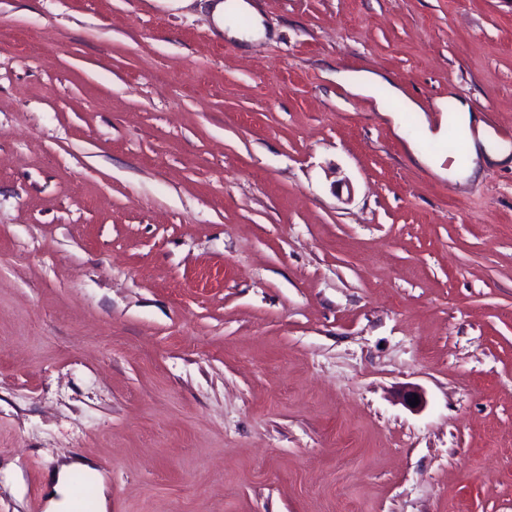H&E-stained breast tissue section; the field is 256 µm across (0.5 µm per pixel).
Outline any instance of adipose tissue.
<instances>
[{
    "label": "adipose tissue",
    "instance_id": "ef3b65f1",
    "mask_svg": "<svg viewBox=\"0 0 512 512\" xmlns=\"http://www.w3.org/2000/svg\"><path fill=\"white\" fill-rule=\"evenodd\" d=\"M456 121L464 133H467V157L463 164L442 170L439 159L425 153H418V160L434 173H446L451 180L470 179L482 167L491 164L512 165V145L500 140L487 123L473 112L469 103L458 100L456 103Z\"/></svg>",
    "mask_w": 512,
    "mask_h": 512
}]
</instances>
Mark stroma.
Wrapping results in <instances>:
<instances>
[{"instance_id": "obj_1", "label": "stroma", "mask_w": 512, "mask_h": 512, "mask_svg": "<svg viewBox=\"0 0 512 512\" xmlns=\"http://www.w3.org/2000/svg\"><path fill=\"white\" fill-rule=\"evenodd\" d=\"M0 0V512H512V0ZM418 389L423 403L404 404ZM232 1L234 3H226L223 0H214L212 4V19L216 26V28L219 31H223V33L227 34L229 37H235L239 40H247L249 38V34H244L240 32L238 29H236L231 24H228L226 22V16L229 12L231 14L239 16L241 13H249L253 16V31L252 35H258L260 34L261 30V19L256 16V13L254 9L252 8V5L249 2H246L248 0H227ZM340 76L342 82L352 94L372 97L375 103L378 102L375 97V89L378 85L385 86L389 94L393 98L400 100L407 110L418 114L420 122L428 129L430 134H440L441 128L443 127L442 123L439 124L437 129H433V131H431L429 129L428 117L424 114L425 111L422 110L414 101L407 98L397 85L392 83L390 80L383 78L378 73L357 71L342 73ZM456 121L467 135V157L463 164L447 172L441 168L442 161L429 156L413 144L409 145L413 155L432 172L442 176L447 175L451 180L465 181L470 179L482 167L491 164H511L512 147L500 140L487 123L473 112L469 103L464 99H456ZM476 131V137L472 131ZM92 464L80 458H73L60 465L46 487V512H69L71 492L68 477L74 469H92Z\"/></svg>"}]
</instances>
